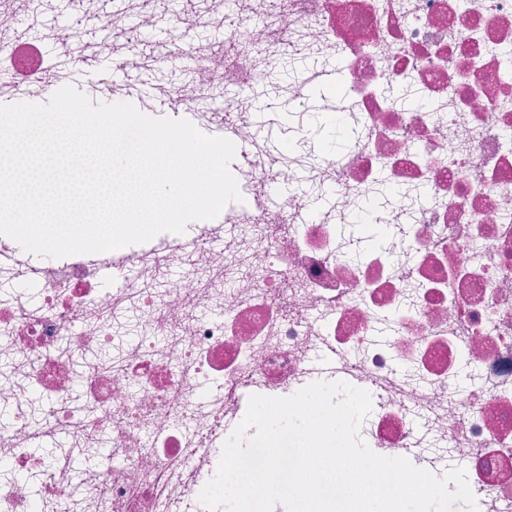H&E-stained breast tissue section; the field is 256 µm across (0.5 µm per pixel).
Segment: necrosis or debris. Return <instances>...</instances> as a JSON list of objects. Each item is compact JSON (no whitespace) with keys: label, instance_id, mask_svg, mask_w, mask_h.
<instances>
[{"label":"necrosis or debris","instance_id":"necrosis-or-debris-1","mask_svg":"<svg viewBox=\"0 0 512 512\" xmlns=\"http://www.w3.org/2000/svg\"><path fill=\"white\" fill-rule=\"evenodd\" d=\"M12 23L0 0L1 69L38 53ZM285 48L343 61L335 97L318 104L349 130L340 152L300 119L287 150L259 141L248 93ZM188 56L193 76L173 90L186 106L216 70L215 52ZM223 57L224 113L201 115L236 146L242 199L223 221L187 241L163 232L48 263L0 235V275L41 288L35 310L21 291L0 301V406L16 410L0 456L35 468L34 395L75 445L92 435L113 451L81 481L46 474L37 503L0 475V512H204L213 444L241 422V392L294 394L322 348L372 394V451L443 472L416 450L422 415L464 462L477 512H512V0H232ZM301 176L331 186L328 206L304 192L265 198ZM115 259L135 276L108 293L97 275ZM169 265L184 275L154 289ZM129 305L147 331L122 347L113 324ZM215 305L222 320L196 318ZM116 347L111 368L78 374V352ZM211 378L223 395L197 404Z\"/></svg>","mask_w":512,"mask_h":512}]
</instances>
